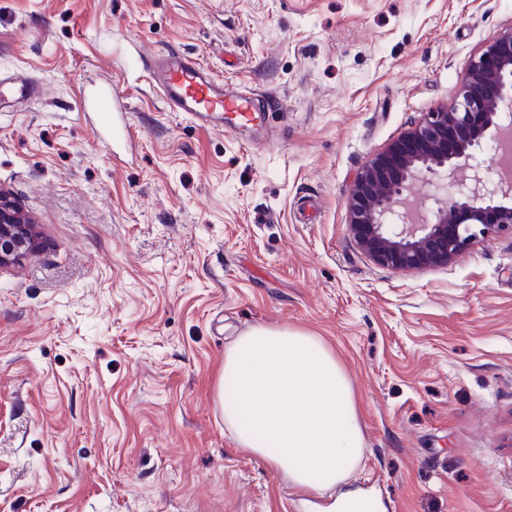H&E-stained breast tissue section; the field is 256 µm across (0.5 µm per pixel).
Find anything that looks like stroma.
<instances>
[{"mask_svg": "<svg viewBox=\"0 0 512 512\" xmlns=\"http://www.w3.org/2000/svg\"><path fill=\"white\" fill-rule=\"evenodd\" d=\"M512 0H0V188L35 245L0 268V512H330L238 447L217 388L251 326L322 337L387 512H512V234L445 268L375 263L345 199L449 104ZM188 56L281 105L259 130L169 111ZM44 84L9 106L16 76ZM125 92L115 164L83 85Z\"/></svg>", "mask_w": 512, "mask_h": 512, "instance_id": "stroma-1", "label": "stroma"}]
</instances>
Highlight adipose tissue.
<instances>
[{"mask_svg": "<svg viewBox=\"0 0 512 512\" xmlns=\"http://www.w3.org/2000/svg\"><path fill=\"white\" fill-rule=\"evenodd\" d=\"M224 427L285 473L296 493L347 482L364 457L350 378L318 336L256 325L224 350L218 385Z\"/></svg>", "mask_w": 512, "mask_h": 512, "instance_id": "obj_1", "label": "adipose tissue"}]
</instances>
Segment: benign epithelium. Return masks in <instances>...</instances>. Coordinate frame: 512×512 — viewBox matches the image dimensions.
<instances>
[{
  "label": "benign epithelium",
  "mask_w": 512,
  "mask_h": 512,
  "mask_svg": "<svg viewBox=\"0 0 512 512\" xmlns=\"http://www.w3.org/2000/svg\"><path fill=\"white\" fill-rule=\"evenodd\" d=\"M512 137V28L473 56L454 103L426 116L374 155L346 197L349 229L376 263L398 270L443 267L479 240L512 232V182L483 175L487 138ZM426 188L433 219L410 194ZM31 221L0 189V267L33 246Z\"/></svg>",
  "instance_id": "1"
}]
</instances>
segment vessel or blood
Returning a JSON list of instances; mask_svg holds the SVG:
<instances>
[{"mask_svg": "<svg viewBox=\"0 0 512 512\" xmlns=\"http://www.w3.org/2000/svg\"><path fill=\"white\" fill-rule=\"evenodd\" d=\"M149 72L167 107L200 127L223 123L228 114L234 115L238 125H253L261 122L265 109L275 106L261 93L225 88L195 62L174 52L155 58ZM123 99L120 88L103 84L87 93L83 105L98 113L102 125L111 127L113 138L130 147L135 136L129 113L118 109Z\"/></svg>", "mask_w": 512, "mask_h": 512, "instance_id": "vessel-or-blood-1", "label": "vessel or blood"}]
</instances>
